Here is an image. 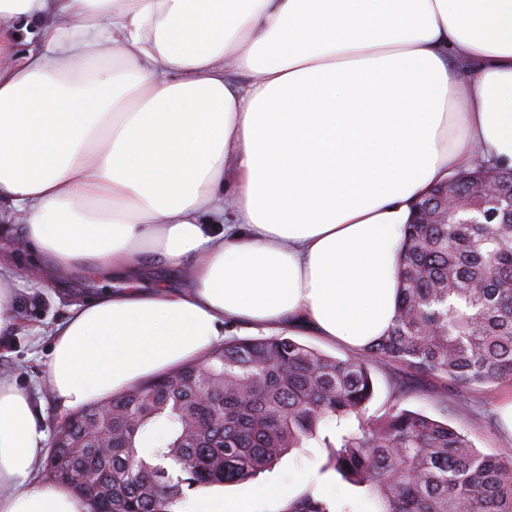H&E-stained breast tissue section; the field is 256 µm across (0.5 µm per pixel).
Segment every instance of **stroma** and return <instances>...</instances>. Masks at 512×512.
<instances>
[{
	"mask_svg": "<svg viewBox=\"0 0 512 512\" xmlns=\"http://www.w3.org/2000/svg\"><path fill=\"white\" fill-rule=\"evenodd\" d=\"M102 282L95 280L82 267L74 268L62 285H37L29 275H22L21 287L14 313L18 324L10 332L0 334V375L14 380L29 391L37 412L47 431H54L62 420L57 407L48 396L45 383L50 359L51 339L46 334L49 325L60 317L71 293L92 295L102 290ZM375 394L367 405V415L382 414L389 407L423 414L448 423L463 431L479 451L492 454L512 448V432L504 430L499 421L503 406L512 401V386L495 390L472 387L468 390L444 392V383L433 375H423L406 381L396 388L383 367L373 371ZM326 457L325 449L310 443L306 451L295 450L284 456L271 471L239 484L226 486L224 499L228 502H246L250 512H282L285 499L268 498L264 489L290 479L296 495L316 488L321 496L337 490L340 498L352 495L353 490L334 473H320Z\"/></svg>",
	"mask_w": 512,
	"mask_h": 512,
	"instance_id": "stroma-1",
	"label": "stroma"
}]
</instances>
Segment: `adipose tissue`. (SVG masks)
<instances>
[{"instance_id":"ef3b65f1","label":"adipose tissue","mask_w":512,"mask_h":512,"mask_svg":"<svg viewBox=\"0 0 512 512\" xmlns=\"http://www.w3.org/2000/svg\"><path fill=\"white\" fill-rule=\"evenodd\" d=\"M480 164L512 169V0H0V332L18 238L40 282L121 281L48 329L63 415L234 323L363 351L417 201ZM149 259L190 286H145ZM47 440L0 376V512H89L35 479ZM173 512L249 510L214 483Z\"/></svg>"}]
</instances>
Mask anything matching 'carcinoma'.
Returning <instances> with one entry per match:
<instances>
[{"label":"carcinoma","mask_w":512,"mask_h":512,"mask_svg":"<svg viewBox=\"0 0 512 512\" xmlns=\"http://www.w3.org/2000/svg\"><path fill=\"white\" fill-rule=\"evenodd\" d=\"M398 277L395 324L367 350L339 358L284 335L226 341L106 401L107 422L93 405L82 410L41 461L44 480L91 512H172L185 483L244 482L319 440L321 471L374 512H512L511 449L484 454L463 432L397 407L365 416L376 363L450 389L512 386V223L409 224ZM204 386L224 401H207ZM353 418L357 430L341 428ZM331 424L335 438L321 436ZM104 428L111 450L100 452ZM284 512L356 510L307 492Z\"/></svg>","instance_id":"obj_1"}]
</instances>
